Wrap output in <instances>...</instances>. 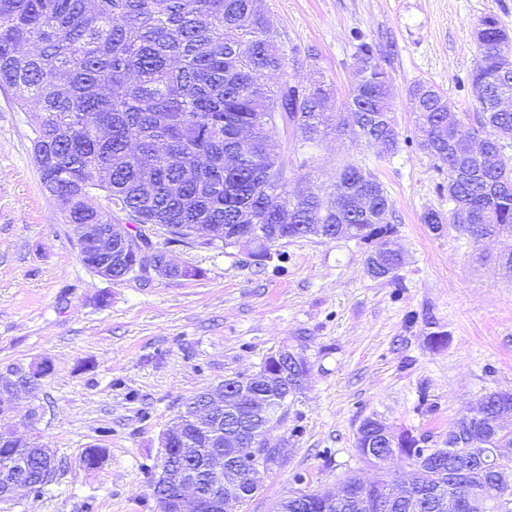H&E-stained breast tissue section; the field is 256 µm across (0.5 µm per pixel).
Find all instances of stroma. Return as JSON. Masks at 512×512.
Here are the masks:
<instances>
[{"instance_id":"stroma-1","label":"stroma","mask_w":512,"mask_h":512,"mask_svg":"<svg viewBox=\"0 0 512 512\" xmlns=\"http://www.w3.org/2000/svg\"><path fill=\"white\" fill-rule=\"evenodd\" d=\"M285 47L313 55L345 99L353 55L371 43L389 74L402 136L381 155L360 138L327 137L295 168L302 185L327 194L339 168H370L387 192L404 263L394 279L365 271L369 244L340 238L281 245V259L257 268L246 250L194 240L171 260L194 278H100L80 260L59 204L44 191L35 134L12 93L0 90V371L51 358L39 387L11 395L6 425L38 434L56 454V475L38 499L12 512H158L149 473L160 435L198 392L297 348L311 364L300 394L268 431L281 462L239 512H274L304 476L337 491L346 475L373 472L356 456L368 417L396 431L445 440L449 426L492 390L512 391V267L500 256L512 237L473 241L455 225L432 232L421 217L449 213L448 175L414 143L407 98L416 80L439 86L459 118L478 112L470 74L474 32L495 15L512 33V0H260ZM440 333L444 341L433 345ZM38 407L40 418L25 413ZM109 450L97 469L82 448Z\"/></svg>"}]
</instances>
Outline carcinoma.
<instances>
[{
    "instance_id": "1",
    "label": "carcinoma",
    "mask_w": 512,
    "mask_h": 512,
    "mask_svg": "<svg viewBox=\"0 0 512 512\" xmlns=\"http://www.w3.org/2000/svg\"><path fill=\"white\" fill-rule=\"evenodd\" d=\"M480 59L471 72L480 111L468 129L448 126L447 96L436 85L416 81L407 90L419 132L417 148L438 171L448 172V200L470 208L474 220H458L457 210L445 217L425 212L422 223L433 232L455 224L480 241L495 233H512V156L500 147L484 163H473L462 175L463 152L472 133L491 138L512 130V110L498 109L508 82L494 83L500 58L512 52V36L493 15L478 29ZM308 65L317 77L302 87L288 79V54L280 36L256 0H0V89L12 91L34 127L33 151L42 154L41 180L69 211L74 224H112L124 216L133 245H152L148 230L165 228L168 236L189 237L192 224L224 226V247L238 216L247 212L263 225L254 262L272 258L274 243L315 236L337 239L338 225L351 227L349 238L375 244L366 259L373 278H394L402 263L389 248L394 225L386 222L389 199L366 167L348 163L337 175L336 191L344 199L338 212L308 187L288 190L292 160L327 131L354 135L393 155L399 130L391 108L388 73L367 42L357 45L355 79L340 112L324 114L322 102L333 94L312 56ZM291 131L290 154L277 155L268 142ZM247 128L249 136L238 138ZM107 205H102V202ZM293 212L284 227L277 215ZM311 371L302 359L291 372L255 381L252 391L265 400L271 414L287 407L300 393ZM512 410V398L487 396L482 415L498 418ZM190 454L209 452V437L185 422ZM0 470L17 462L26 466L33 497L55 475L54 451L35 438L11 439L0 428ZM445 445L481 452L512 447V426L484 423L466 435L448 430ZM409 465L419 458L420 440L399 444ZM361 461L375 469L373 487L381 490L390 473L375 463L381 448L356 446ZM108 449L89 445L79 462L101 466ZM457 469L446 460L428 484L415 483L411 508L392 512H426L422 497L439 491L457 494L450 477Z\"/></svg>"
}]
</instances>
